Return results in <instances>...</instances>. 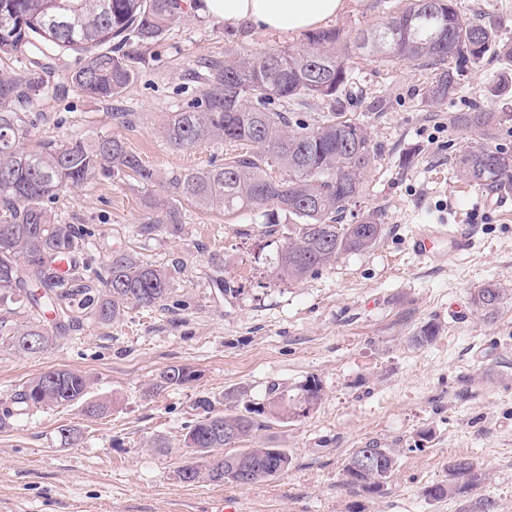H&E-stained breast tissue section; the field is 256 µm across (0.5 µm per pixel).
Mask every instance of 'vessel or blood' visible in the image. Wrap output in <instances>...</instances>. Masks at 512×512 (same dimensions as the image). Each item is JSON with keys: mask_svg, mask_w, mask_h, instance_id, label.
Returning a JSON list of instances; mask_svg holds the SVG:
<instances>
[{"mask_svg": "<svg viewBox=\"0 0 512 512\" xmlns=\"http://www.w3.org/2000/svg\"><path fill=\"white\" fill-rule=\"evenodd\" d=\"M476 246L470 234L445 224L417 225L410 237V250L423 263L438 265L449 258L472 251Z\"/></svg>", "mask_w": 512, "mask_h": 512, "instance_id": "obj_1", "label": "vessel or blood"}]
</instances>
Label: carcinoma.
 Here are the masks:
<instances>
[{
  "label": "carcinoma",
  "instance_id": "carcinoma-1",
  "mask_svg": "<svg viewBox=\"0 0 512 512\" xmlns=\"http://www.w3.org/2000/svg\"><path fill=\"white\" fill-rule=\"evenodd\" d=\"M184 11L183 0H0V58L24 53L35 59L66 52L82 56L81 64L51 87L32 73L0 72V340L18 354L47 350L79 322L74 316L78 310L88 309L98 323L110 326L132 308L164 309L173 297L176 269L145 262L130 251L113 252L105 273L87 277L78 257L90 240L61 222L51 207L63 189L134 178L148 189L143 197L146 223L138 225L145 237L162 228L178 233L184 206L254 212L268 236L278 232L286 217L292 228L277 252L275 268L281 279H303L342 254L370 249L384 232L370 210L356 224L343 223L379 158L365 125L346 116L355 85L349 49L354 46L367 58L420 62L436 69L422 92L429 106L448 103L469 67L490 55L512 66V42H500L494 26L464 17L458 0H399L377 28L354 35L342 27L322 28L306 33L292 49L205 61L202 97L168 113L162 135L177 149L223 144L227 150L220 164L162 181L117 136L27 145L31 123L22 107L69 87L94 99L120 98L144 62L141 51L123 47L149 49ZM113 40L115 47L101 49ZM309 98L322 100L329 109L317 124L301 113ZM451 121L478 137L476 145L455 158L457 176L478 186L512 190V153L494 144L512 113L505 118L473 108L452 115ZM158 184L159 192L154 190ZM508 292L499 283H488L475 292L472 305L491 315ZM49 311L54 313L51 320ZM18 313L26 315V324L13 322ZM439 331L429 322L413 339L428 344ZM195 378L191 367L170 365L161 372L159 385H185ZM89 387V379L79 372H43L0 409V430L16 416L44 407L80 404L90 418L107 414L106 403L87 399ZM300 391L305 402L322 398V385L313 377ZM290 402L288 391L276 383L268 388L264 410L246 405L217 413L210 400L199 399L197 413L184 425L181 447L189 462L182 479L233 484L230 474L243 469L252 486L288 471V449L254 439V431L257 415L288 418ZM228 432L235 442L252 446L214 455L232 447L224 437ZM360 457L371 459L373 468L353 469ZM395 465L394 453L378 444L354 448L343 466L345 484L378 494ZM481 478L473 460L458 456L448 463V481L426 487L424 496L456 498L459 512H498L495 500L468 497Z\"/></svg>",
  "mask_w": 512,
  "mask_h": 512
}]
</instances>
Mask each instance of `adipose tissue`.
Segmentation results:
<instances>
[{
    "label": "adipose tissue",
    "instance_id": "adipose-tissue-1",
    "mask_svg": "<svg viewBox=\"0 0 512 512\" xmlns=\"http://www.w3.org/2000/svg\"><path fill=\"white\" fill-rule=\"evenodd\" d=\"M360 0H200L198 10L229 28L296 34L318 28Z\"/></svg>",
    "mask_w": 512,
    "mask_h": 512
}]
</instances>
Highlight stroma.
Returning a JSON list of instances; mask_svg holds the SVG:
<instances>
[{
	"label": "stroma",
	"mask_w": 512,
	"mask_h": 512,
	"mask_svg": "<svg viewBox=\"0 0 512 512\" xmlns=\"http://www.w3.org/2000/svg\"><path fill=\"white\" fill-rule=\"evenodd\" d=\"M466 18L496 25L512 41V0H460ZM300 36L249 27L228 29L194 8L146 53L137 79L117 102L78 90L37 99L27 109L37 139L91 140L119 136L163 176L222 161L223 147L190 150L161 135L169 112L201 98V63L229 52L284 50ZM363 97L348 109L362 120L381 155L346 215L376 211L384 233L376 245L342 255L299 281L279 279L275 257L288 235L261 233L254 213L204 214L187 209L178 235L143 239L144 189L129 179H104L60 192L62 221L94 229L88 252L102 269L118 250L148 262L177 263L175 299L185 309L135 308L99 325L82 316L79 330L34 356L0 343V401L32 377L55 369L91 380L88 398L108 413L88 418L81 406L53 407L14 418L0 431V512H215L237 502L240 512H459L456 499L431 501L425 486L448 479V463L473 459L485 475L471 497L512 512V296L494 314L477 311L474 292L490 282L512 289V206L500 194L459 179L455 154L473 132L452 126L450 113L489 105L512 112V86L487 103L485 93L503 74L487 58L466 73L447 105L421 102L435 73L417 63L348 58ZM386 100L383 112L370 109ZM131 114L113 119L116 109ZM419 224H457L476 239L468 255L440 267L421 266L409 250ZM222 275L233 289L220 293ZM440 333L427 345L413 337L427 322ZM173 364L191 366L194 381L156 388ZM317 378L323 397L308 413L287 420L260 417L256 439H273L292 456L287 473L251 487L186 483L180 440L199 398L218 412L231 410L225 392L265 402L270 384L297 395ZM78 426L81 445L65 444L59 430ZM168 447H148L154 436ZM377 441L397 456L381 493L344 484L352 449Z\"/></svg>",
	"instance_id": "35a3bbf8"
}]
</instances>
